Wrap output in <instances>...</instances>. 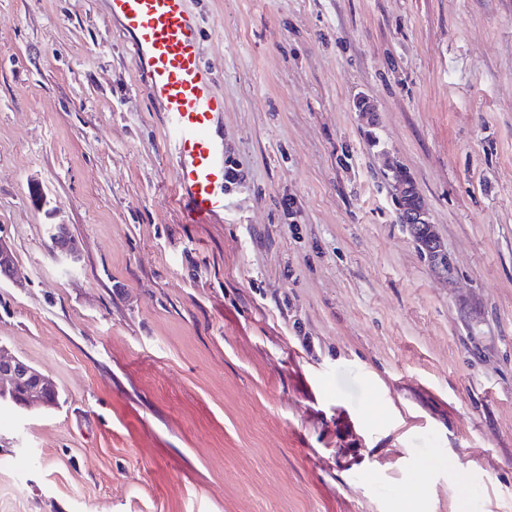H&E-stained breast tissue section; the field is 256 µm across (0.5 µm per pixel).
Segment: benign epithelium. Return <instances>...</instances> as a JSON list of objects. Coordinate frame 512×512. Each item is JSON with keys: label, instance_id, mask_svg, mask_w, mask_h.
I'll return each instance as SVG.
<instances>
[{"label": "benign epithelium", "instance_id": "7a95c632", "mask_svg": "<svg viewBox=\"0 0 512 512\" xmlns=\"http://www.w3.org/2000/svg\"><path fill=\"white\" fill-rule=\"evenodd\" d=\"M406 184H396L398 215L403 224H427L429 218L422 206L407 210L402 206ZM48 236L53 249L66 255L75 256L76 248L68 236L66 225H48ZM420 252L431 260H444L446 251L438 236L425 243H417ZM15 279L14 254L11 247L0 238V282ZM59 399L54 382L24 359L0 352V401L7 400L22 410L36 404L51 406Z\"/></svg>", "mask_w": 512, "mask_h": 512}]
</instances>
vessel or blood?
<instances>
[{
    "mask_svg": "<svg viewBox=\"0 0 512 512\" xmlns=\"http://www.w3.org/2000/svg\"><path fill=\"white\" fill-rule=\"evenodd\" d=\"M113 19L133 38L150 92L163 109L166 141L173 147V182L189 220L223 213L227 199L224 145L215 137L224 100L201 49L198 17L189 0H108Z\"/></svg>",
    "mask_w": 512,
    "mask_h": 512,
    "instance_id": "b4317fda",
    "label": "vessel or blood"
}]
</instances>
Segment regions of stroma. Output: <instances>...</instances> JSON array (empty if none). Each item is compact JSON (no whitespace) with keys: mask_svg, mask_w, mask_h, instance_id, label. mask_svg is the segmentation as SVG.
<instances>
[{"mask_svg":"<svg viewBox=\"0 0 512 512\" xmlns=\"http://www.w3.org/2000/svg\"><path fill=\"white\" fill-rule=\"evenodd\" d=\"M189 2L201 223L106 0H0V348L61 393L0 406V512H512V0ZM406 188L407 186L404 182L398 183L395 186L398 215L402 224H419L412 226L410 229L407 228V230L414 240H423L432 235V225L429 222L426 211L421 205L414 207L412 210H406L402 206V199ZM48 236L55 251L70 255L72 257L76 256V248L71 238L68 236L66 225H48Z\"/></svg>","mask_w":512,"mask_h":512,"instance_id":"obj_1","label":"stroma"}]
</instances>
